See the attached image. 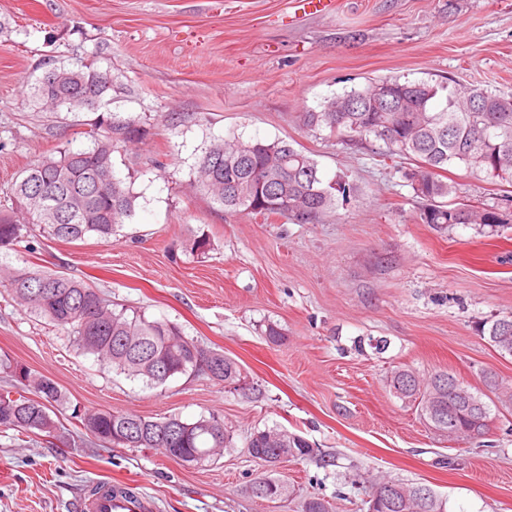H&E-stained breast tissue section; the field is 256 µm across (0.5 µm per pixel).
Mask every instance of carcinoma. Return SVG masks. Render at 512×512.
<instances>
[{"mask_svg":"<svg viewBox=\"0 0 512 512\" xmlns=\"http://www.w3.org/2000/svg\"><path fill=\"white\" fill-rule=\"evenodd\" d=\"M392 85L395 112L374 111L379 86ZM112 87V75L83 60L45 71L33 87L35 100L52 112H81L94 107ZM308 128L333 135L373 138L385 145L386 157L414 162L406 174L415 197L425 201L419 220L439 229L458 224L498 227L503 213L495 206L472 205L454 182L441 179L450 166L484 175L496 184L512 185V95L472 84L381 79L353 88L304 112ZM89 145L66 148L28 165L10 188L11 206L0 211V248L24 238L34 224L48 237L74 242L89 236L107 240L132 219L136 196L116 176L112 154L118 145L143 137L133 120L115 122L101 116L84 132ZM196 188L220 208L294 224H320L339 204L356 196L357 187L343 173L325 178L317 162L284 140L218 139L205 148L196 170ZM8 291L34 315L67 333L71 346L123 373L160 386L177 376H204L208 350L185 336L173 323L149 319L145 312L111 306L84 281L56 272L23 271L8 277ZM512 315L493 320L482 330L502 355L512 357ZM224 370L213 377L227 385L247 379L234 359L217 353ZM25 383L0 390V432L54 438L61 430L54 409L68 400L49 378L23 371ZM454 375L439 373L426 380L409 369L391 373L389 388L399 400L416 406L436 431L452 438L470 436L473 420L489 419L483 394L469 392L458 400L448 389ZM485 386L500 406L512 408V386L485 375ZM84 433L110 447L160 448L187 466H201L222 448L235 447V430L212 413L193 420L176 415L160 418L99 411L73 416ZM250 454L270 466L288 458L306 459L314 448L286 430H256L247 442ZM253 496L278 500L287 482L267 478L252 483ZM369 503L377 512H447V501L418 485L386 481L376 484Z\"/></svg>","mask_w":512,"mask_h":512,"instance_id":"cac0c4a2","label":"carcinoma"}]
</instances>
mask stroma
I'll return each mask as SVG.
<instances>
[{
  "instance_id": "stroma-1",
  "label": "stroma",
  "mask_w": 512,
  "mask_h": 512,
  "mask_svg": "<svg viewBox=\"0 0 512 512\" xmlns=\"http://www.w3.org/2000/svg\"><path fill=\"white\" fill-rule=\"evenodd\" d=\"M292 17L289 0H0V200L31 162L85 146L98 116L147 131L113 154L137 196L110 240L73 243L30 227L0 250V281L40 269L81 278L112 303L166 320L235 359L258 397L200 376L150 387L71 347L0 285V359L53 379L71 406L192 420L215 412L235 447L202 467L160 451L0 436V512H80L92 486L131 485L151 512H302L312 496L333 512H367L379 479L416 483L449 512H512V410H492L485 434L451 439L392 395L404 367L446 370L472 391L484 376L512 383V357L483 324L512 313V225L434 230L406 175L375 140L311 130L301 112L367 81L456 80L512 93V0H334ZM84 60L112 75L92 109L43 111L32 87L49 67ZM285 140L358 192L321 224L263 220L213 206L195 186L214 140ZM475 205L512 221V188L452 166ZM205 253L187 247L196 232ZM276 324L280 342L261 330ZM281 427L316 454L276 467L253 458V431ZM288 484L253 497L254 478ZM266 477V483L264 486L260 484V482H253L251 485V493L253 496L265 500H278L283 498L288 493V484L287 482L279 479V478H271L270 476Z\"/></svg>"
}]
</instances>
